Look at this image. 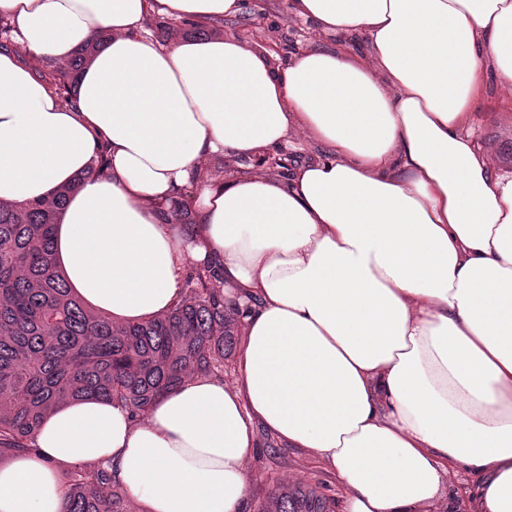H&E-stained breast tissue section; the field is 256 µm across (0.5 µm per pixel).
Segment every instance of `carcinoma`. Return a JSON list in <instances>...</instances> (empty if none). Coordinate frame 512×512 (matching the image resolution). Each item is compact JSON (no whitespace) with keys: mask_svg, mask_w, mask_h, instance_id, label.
<instances>
[{"mask_svg":"<svg viewBox=\"0 0 512 512\" xmlns=\"http://www.w3.org/2000/svg\"><path fill=\"white\" fill-rule=\"evenodd\" d=\"M106 34L55 66L59 94L77 78ZM77 189L50 200L0 201V463L32 446L43 416L82 397L109 399L142 418L160 395L194 374L224 373L236 313L224 306L216 270L194 269L181 301L163 318L115 325L73 295L54 259L53 226ZM65 512H127L112 468L65 470ZM315 489H275L261 512H334Z\"/></svg>","mask_w":512,"mask_h":512,"instance_id":"cac0c4a2","label":"carcinoma"}]
</instances>
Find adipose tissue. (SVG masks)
Wrapping results in <instances>:
<instances>
[{
    "label": "adipose tissue",
    "instance_id": "1",
    "mask_svg": "<svg viewBox=\"0 0 512 512\" xmlns=\"http://www.w3.org/2000/svg\"><path fill=\"white\" fill-rule=\"evenodd\" d=\"M244 6L0 0L25 51L0 52V200L77 183L54 235L73 293L149 321L211 265L225 301L249 303L232 380L190 376L136 422L103 398L54 408L0 467V512H64V466L98 462L139 512H241L260 426L336 473L343 512H512V176L467 133L489 84L512 95V0H288L362 47L281 63L147 28ZM101 29L71 100L26 63ZM293 135L319 152L287 177L234 169ZM186 194L187 229L169 210Z\"/></svg>",
    "mask_w": 512,
    "mask_h": 512
}]
</instances>
